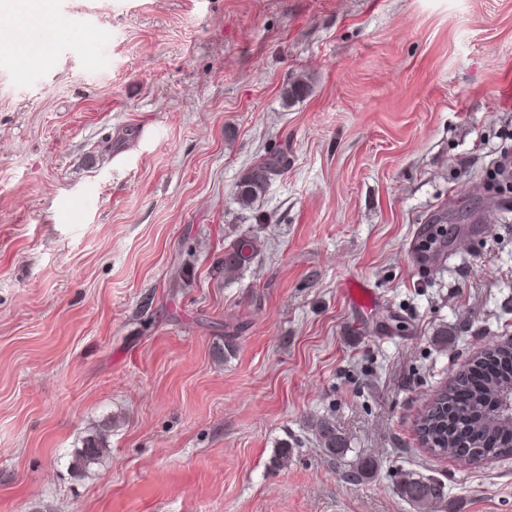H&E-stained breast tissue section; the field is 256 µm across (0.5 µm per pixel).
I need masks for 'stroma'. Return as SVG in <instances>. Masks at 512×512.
I'll list each match as a JSON object with an SVG mask.
<instances>
[{"label":"stroma","instance_id":"35a3bbf8","mask_svg":"<svg viewBox=\"0 0 512 512\" xmlns=\"http://www.w3.org/2000/svg\"><path fill=\"white\" fill-rule=\"evenodd\" d=\"M45 9L44 59L0 44V512H416L403 471L444 512H512V457L415 429L512 336V192L487 178L512 151V0ZM272 143L288 166L241 209ZM323 415L370 478L322 453ZM102 426L109 454L71 470ZM260 246L257 236L245 233L224 250V273H235L251 262ZM398 487L401 496L420 512H434L432 510L446 506L442 483L435 478L409 471L403 475Z\"/></svg>","mask_w":512,"mask_h":512}]
</instances>
